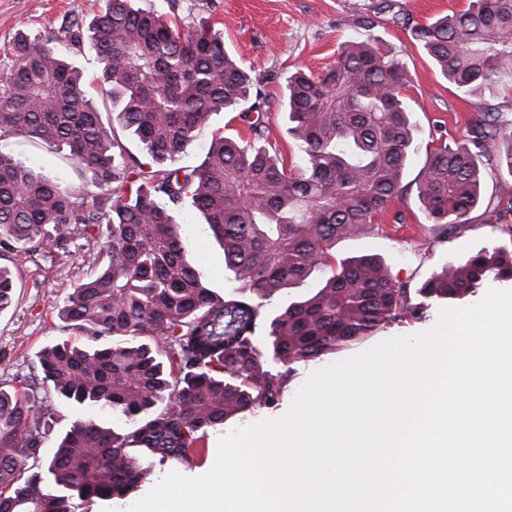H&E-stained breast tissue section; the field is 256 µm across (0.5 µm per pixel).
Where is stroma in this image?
I'll return each mask as SVG.
<instances>
[{
  "instance_id": "35a3bbf8",
  "label": "stroma",
  "mask_w": 512,
  "mask_h": 512,
  "mask_svg": "<svg viewBox=\"0 0 512 512\" xmlns=\"http://www.w3.org/2000/svg\"><path fill=\"white\" fill-rule=\"evenodd\" d=\"M469 0H137L138 6L162 13H177L184 21H207L224 36V44L258 81L266 101L269 139L283 156L295 154L294 140L281 110L286 79L291 71L304 66L318 72L336 60V48L355 30L357 21L372 20L373 33L386 41L406 64L412 84L405 96L418 127V151L411 171L425 161L426 144L440 138L449 143L469 139L480 120L483 106L497 105L512 110V90L502 89L481 99L457 92L439 74L428 56L410 37L412 27L439 16L466 8ZM106 0H0V76L15 64L12 44L18 32L41 38L57 33L63 21L91 20ZM75 64L88 79L105 124L113 126L125 150L140 162L149 156L130 131L117 127L112 105L98 93L101 65L92 51L76 54ZM9 146L27 162L54 176L68 187L93 190L91 169L64 160L53 148L31 146L24 138H9ZM512 186V176L491 164L481 166V199L470 213L467 224L452 234H440L429 224L415 194H408L397 210L404 215L396 225L393 214L385 213L382 227L359 238L338 240L337 258L373 255L381 260L390 276L419 287L432 272L481 248L503 246L512 249V214L495 218L493 208L503 200L504 185ZM180 235L207 286L219 296L233 293L234 275L224 267V251L191 202H184L177 214ZM65 238L64 254L33 256L26 252L0 251V265L11 269L16 282L13 305L0 312V385L11 388L15 377L28 373L38 364L41 349L81 335L65 327L59 310L73 285L87 272V259L96 254L102 236L97 227L83 234L56 231ZM60 412L44 448L53 453L56 438L79 419L99 416L97 410L52 400ZM102 417V416H99ZM107 426L124 432L125 418L104 416Z\"/></svg>"
}]
</instances>
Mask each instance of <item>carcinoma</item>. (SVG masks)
<instances>
[{
  "label": "carcinoma",
  "mask_w": 512,
  "mask_h": 512,
  "mask_svg": "<svg viewBox=\"0 0 512 512\" xmlns=\"http://www.w3.org/2000/svg\"><path fill=\"white\" fill-rule=\"evenodd\" d=\"M136 0H107L84 36L73 19L57 36L19 35L16 63L0 77V249L51 254L65 248L46 226H106L101 265L68 294L60 319L87 343L64 340L39 354L40 381L16 376L0 388V512H75V501L127 498L151 474L149 460L188 462L208 431L276 405L294 365L350 351L393 321L435 303L457 305L512 281V252L481 249L419 287L393 280L380 260L336 259V240L362 236L409 188L427 220L468 223L480 201V158L502 147L512 174V114L483 112L474 140L426 146L405 182L416 128L403 92L412 77L363 22L336 62L288 76L282 100L301 163L287 164L267 136L265 102L221 33L166 20ZM443 78L467 96L512 83V0L467 8L412 30ZM91 49L102 90L121 126L156 169L125 155L87 98L64 50ZM250 140L214 135L202 162L177 165L204 139L212 115L233 112ZM12 136L64 147L90 168L98 192L65 189L16 156ZM224 249L237 293L216 297L179 234L184 200ZM317 280L298 301L267 309L290 288ZM0 267V312L12 302ZM268 328L264 337L258 333ZM130 423L117 434L89 418L73 422L52 457L49 407L37 388Z\"/></svg>",
  "instance_id": "obj_1"
}]
</instances>
